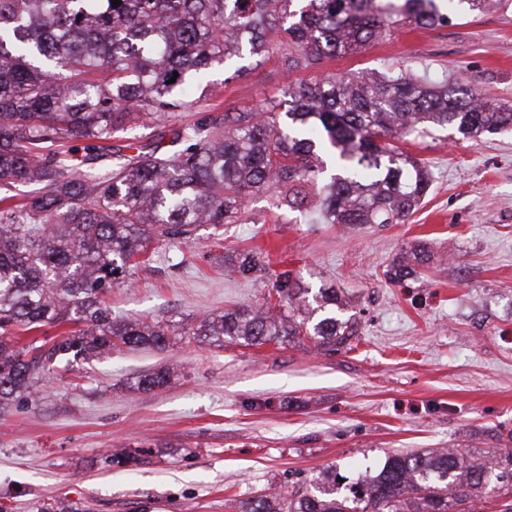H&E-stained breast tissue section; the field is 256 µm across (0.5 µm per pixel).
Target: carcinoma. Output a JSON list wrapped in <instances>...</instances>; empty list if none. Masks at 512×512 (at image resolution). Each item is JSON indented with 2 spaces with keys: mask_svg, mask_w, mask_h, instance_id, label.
<instances>
[{
  "mask_svg": "<svg viewBox=\"0 0 512 512\" xmlns=\"http://www.w3.org/2000/svg\"><path fill=\"white\" fill-rule=\"evenodd\" d=\"M482 13L512 0H0V410L37 394L60 371L168 336L260 346L306 337L327 353L358 334L334 288L275 278L257 309H227L179 331L112 319L105 298L153 244L186 242L196 227L232 224L253 194L276 208L319 211L326 224H401L432 178L399 142L449 128L463 137L512 129V106L461 78L432 84L411 70L362 72L288 85V108L252 109L172 126L183 90L212 69L272 42L288 75L353 54L398 27H432L457 4ZM176 81H171L173 74ZM152 123L146 139L140 130ZM86 141L80 157L65 148ZM25 188L10 195L12 188ZM402 256L385 272L413 273ZM230 264L259 280L260 250ZM44 326L57 336L21 343ZM156 368L137 379L168 384ZM330 467L312 488L261 494L241 512H512V448L388 455L343 478Z\"/></svg>",
  "mask_w": 512,
  "mask_h": 512,
  "instance_id": "obj_1",
  "label": "carcinoma"
}]
</instances>
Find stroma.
I'll return each mask as SVG.
<instances>
[{
	"mask_svg": "<svg viewBox=\"0 0 512 512\" xmlns=\"http://www.w3.org/2000/svg\"><path fill=\"white\" fill-rule=\"evenodd\" d=\"M413 65L461 77L512 104V11L452 15L393 30L364 51L326 60L325 74ZM277 54L260 67L208 76L173 121L284 103ZM434 175L401 224L347 229L282 212L272 193L251 198L238 223L200 226L157 245L149 264L113 286L114 319L173 327L263 301L283 270L316 289L335 286L359 310L348 348L328 354L298 341L249 347L170 339L112 354L48 382L38 400L0 415V507L5 512H240L268 490L309 485L325 468L354 477L386 455L512 445V130L458 140L449 129L405 143ZM429 263L403 284L385 272L417 243ZM263 250V282L221 258ZM168 385L143 392V372ZM132 455L108 463L109 452Z\"/></svg>",
	"mask_w": 512,
	"mask_h": 512,
	"instance_id": "stroma-1",
	"label": "stroma"
}]
</instances>
